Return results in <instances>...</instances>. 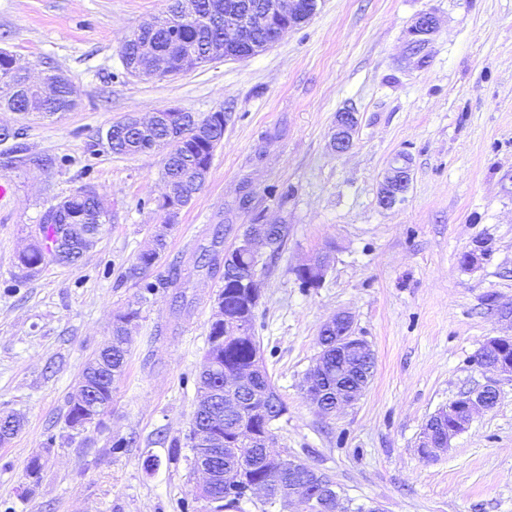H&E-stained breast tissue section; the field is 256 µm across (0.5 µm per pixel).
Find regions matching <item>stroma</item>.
<instances>
[{
	"label": "stroma",
	"instance_id": "35a3bbf8",
	"mask_svg": "<svg viewBox=\"0 0 512 512\" xmlns=\"http://www.w3.org/2000/svg\"><path fill=\"white\" fill-rule=\"evenodd\" d=\"M169 0H0V48L39 73L63 71L77 100L57 119L0 112L23 131L41 169L6 162L0 179V414L23 416L0 444V504L14 512H209L195 500L186 439L197 402L218 278L194 267L226 227L232 249L244 225L282 222L288 239L259 270L255 334L288 411L277 449L326 473L350 512H512V377L475 356L512 334V0H318L315 14L266 51L219 59L175 77L130 75L126 36L162 16ZM430 12L438 29L426 60L407 31ZM176 105L224 114V139L202 189L184 207L162 259L147 273L156 295L130 335L105 428L66 421L86 362L108 342L115 314L139 288L126 272L163 220L162 154L119 156L100 138L129 115ZM358 114L351 149L332 152L336 115ZM411 182L390 209L377 199L396 158ZM91 186L112 214L74 266L36 273L18 255L45 210ZM253 193L250 208L239 200ZM331 255L324 284L300 287L294 269ZM474 252L465 265L461 257ZM186 293L193 304L174 312ZM339 312L375 354L360 400L320 415L301 388L323 323ZM496 383L499 401L425 460L426 420L461 392ZM53 444H45L46 433ZM131 445L119 450L117 439ZM41 456L39 482L27 464ZM154 469H146L147 457Z\"/></svg>",
	"mask_w": 512,
	"mask_h": 512
}]
</instances>
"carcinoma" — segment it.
Masks as SVG:
<instances>
[{
    "instance_id": "carcinoma-1",
    "label": "carcinoma",
    "mask_w": 512,
    "mask_h": 512,
    "mask_svg": "<svg viewBox=\"0 0 512 512\" xmlns=\"http://www.w3.org/2000/svg\"><path fill=\"white\" fill-rule=\"evenodd\" d=\"M244 0H171L167 14L155 23L142 27L129 36L121 46V57L127 71L148 72L151 60L139 53V46L149 42L170 56L173 63L194 58L204 66L225 56L248 55L252 44L273 38V30L248 29L242 32L244 42L224 46V13L243 9ZM212 11L219 23L194 30L185 29L173 35L171 21L178 14ZM224 52L218 53L216 49ZM71 84L59 73H48L39 82L31 83L21 70L13 67V58L0 54V111L12 112L21 106L27 112H37L51 118L74 108L70 103ZM127 132L118 141L108 143L117 155H142L144 143L151 142L155 151H165L162 176L166 193L158 207L164 214L163 223L155 228L148 244L139 251L129 268L133 278L141 279L137 304L150 301L157 284L141 277L152 268L166 250L169 230L176 223L179 212L168 206L178 203L186 207L204 184V173L210 168L218 143L224 137V112L216 111L200 118L191 112L178 113L170 123L154 122V127L141 130L135 118L126 121ZM26 148L16 143L12 154H22L20 160L39 167L52 168L56 159L49 156H25ZM110 223L109 211L97 193L90 187H82L73 194L50 206L42 217L40 240L31 244L18 255L19 265L29 272H37L49 264L70 265L77 263L84 252L98 239L104 225ZM256 263L254 257L244 252L232 254L224 260L217 249L201 254L199 268L219 277L221 286L215 308L224 319L209 323V364L201 367L197 380L198 400L217 396L219 400L201 407L194 414L193 422L200 426L202 451H217L223 457L224 486L215 492L214 512H240L243 490L252 484L267 485L274 468L268 459L269 448L260 447L264 435L272 430V424L285 412L284 403L273 408L255 392L248 391L233 412L224 411V373L247 372L253 366V357L260 344L254 330L257 305L243 294L239 278ZM140 309L129 308L116 316L112 325V347L90 359L81 375L85 388L69 400L67 421L74 424L93 403L101 410L112 405V384L124 372L127 360V336L129 326L138 318ZM318 359L335 371L344 370L348 364L354 368L365 363L357 355L343 361L335 349L323 351ZM219 435L220 443L209 445L207 441Z\"/></svg>"
}]
</instances>
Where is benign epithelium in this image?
Here are the masks:
<instances>
[{
  "instance_id": "benign-epithelium-1",
  "label": "benign epithelium",
  "mask_w": 512,
  "mask_h": 512,
  "mask_svg": "<svg viewBox=\"0 0 512 512\" xmlns=\"http://www.w3.org/2000/svg\"><path fill=\"white\" fill-rule=\"evenodd\" d=\"M317 8V0H269V3L257 9L249 8L248 20L254 28L270 27L278 24L276 38H281L289 29L295 27L296 17L305 14L312 16ZM438 28L436 16L432 13H421L408 29V43L412 53L427 58L426 49ZM359 123L358 114L350 109L338 113L336 117V128L332 134L330 147L333 152L341 154L350 149L353 137ZM411 181V169L409 161L404 159L389 167L383 176L378 192V202L383 208H392L401 202L407 192ZM268 225L256 224L239 241L237 247H244L254 257H260L259 246L267 243ZM329 256L318 254L300 268L305 275L312 277L313 281L323 283L328 267ZM323 328L336 330V349L343 354H349L354 350L365 354H372L370 346L353 330L352 316L347 313L338 314L323 324ZM478 365L489 368L501 375L512 376V360L496 359L489 355L478 359ZM251 381L249 373L226 374L224 375V390L229 397L224 400V406L235 408L237 406L236 393L244 392ZM324 375L318 369L310 371L306 377L304 391L306 398L315 406L318 411H323L327 404L326 397L329 389L323 385ZM367 384L362 383L357 388H343L336 386V397L331 411L341 407L355 404L362 396ZM498 402V390L493 384L467 391L448 405L438 409L436 413L427 420L417 443V451L420 456L430 458L439 451L449 447L451 440L465 431L472 423L475 416L481 412L492 410ZM453 410L459 415L460 427L445 430L444 414ZM276 477L288 474V481L281 483L288 499L297 496L302 497L307 505L308 512H317L321 505L317 489L333 488L331 478L290 456L286 453H279L276 456ZM195 471L202 474V482L195 485V498L207 503L211 502L213 488L224 480V472L220 471L207 457L197 456L194 459ZM307 471L310 474L308 481H296L294 475L299 471Z\"/></svg>"
}]
</instances>
